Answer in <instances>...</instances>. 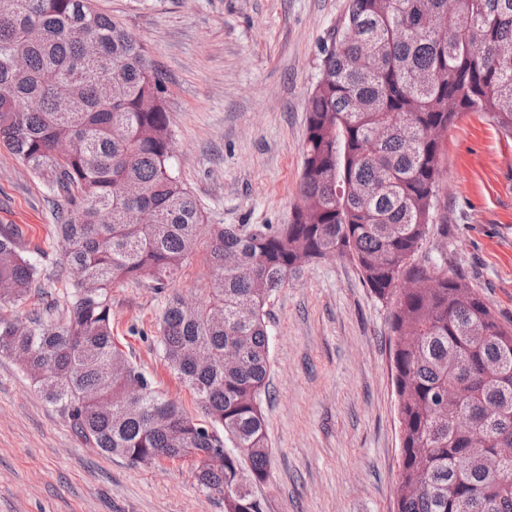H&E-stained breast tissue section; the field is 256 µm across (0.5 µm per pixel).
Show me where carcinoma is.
I'll return each mask as SVG.
<instances>
[{
    "instance_id": "cac0c4a2",
    "label": "carcinoma",
    "mask_w": 512,
    "mask_h": 512,
    "mask_svg": "<svg viewBox=\"0 0 512 512\" xmlns=\"http://www.w3.org/2000/svg\"><path fill=\"white\" fill-rule=\"evenodd\" d=\"M512 0H348L308 101L301 204L288 224H212L175 163L165 86L143 44L91 0H0V146L64 198L54 281L17 224H0V353L86 444L137 464L195 465L224 512H264L252 487L271 458L263 411L270 298L310 262L352 258L391 304L401 428L396 512H512V328L469 282L418 260L438 213L444 136L480 112L512 138ZM383 127L384 138L373 132ZM206 247V295L171 290ZM405 280L414 283L406 291ZM142 283L165 301L157 344L203 418L161 397L112 341L110 291ZM64 286L19 319L4 309ZM459 399L444 406L448 388ZM465 418L473 428H459Z\"/></svg>"
}]
</instances>
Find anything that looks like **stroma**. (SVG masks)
I'll list each match as a JSON object with an SVG mask.
<instances>
[{"label": "stroma", "instance_id": "obj_1", "mask_svg": "<svg viewBox=\"0 0 512 512\" xmlns=\"http://www.w3.org/2000/svg\"><path fill=\"white\" fill-rule=\"evenodd\" d=\"M347 0H95L145 46L162 73L183 179L216 224H286L299 202L307 106L323 50ZM440 194L447 234L422 251L446 260L512 325V139L479 112L445 136ZM62 197L0 148V224L19 225L53 271ZM163 296L111 290L116 346L193 417V394L160 359ZM267 310L272 449L255 493L265 512H394L401 432L392 380L390 307L354 261L310 264ZM0 512H224L187 459L153 466L105 455L76 437L14 359L0 354Z\"/></svg>", "mask_w": 512, "mask_h": 512}]
</instances>
